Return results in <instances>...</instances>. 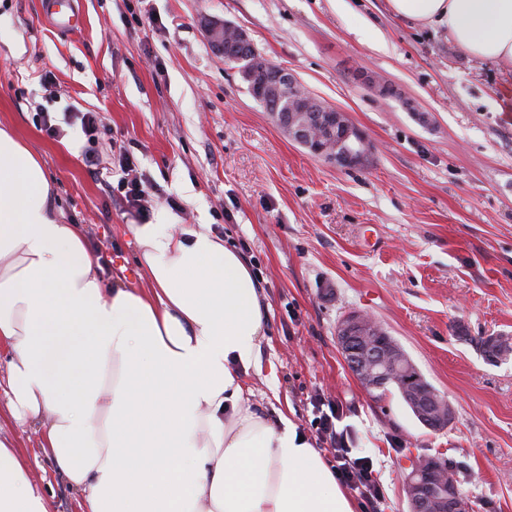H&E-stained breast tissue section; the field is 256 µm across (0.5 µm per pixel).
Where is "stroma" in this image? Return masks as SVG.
I'll use <instances>...</instances> for the list:
<instances>
[{
  "instance_id": "1",
  "label": "stroma",
  "mask_w": 512,
  "mask_h": 512,
  "mask_svg": "<svg viewBox=\"0 0 512 512\" xmlns=\"http://www.w3.org/2000/svg\"><path fill=\"white\" fill-rule=\"evenodd\" d=\"M60 6L80 29L54 27ZM207 18L246 29L345 111L370 146L365 162L340 169L288 139L212 50ZM510 103L512 62L471 57L387 0H0V126L40 155L63 223L99 249L108 282L135 288L130 227L157 214L210 225L237 248L264 300L261 370L243 378L252 408L286 414L329 462L313 420L318 402L338 405L351 457H371L384 489L378 512H408L414 455L452 460L472 512H512V359L487 362L476 345L512 337ZM68 112L99 113L110 177L85 166ZM127 157L151 187L142 212L117 187ZM353 311L377 318L447 398L446 428L423 426L397 391L362 388L335 342ZM4 405L0 435L54 512H81L39 433Z\"/></svg>"
}]
</instances>
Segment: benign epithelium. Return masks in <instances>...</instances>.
Masks as SVG:
<instances>
[{
  "mask_svg": "<svg viewBox=\"0 0 512 512\" xmlns=\"http://www.w3.org/2000/svg\"><path fill=\"white\" fill-rule=\"evenodd\" d=\"M208 33L211 47L215 53L227 57L235 51L246 52L253 44L249 33L220 20H208ZM250 69L270 72L272 81L288 86L299 95L295 105L286 112L271 111L276 126L288 135V138L309 148L314 155L321 156L325 147L319 142L310 122L300 121L293 113H311L317 122L340 125V142L354 145L365 141L364 135L348 119L346 113L334 106L327 105L312 96L300 84L299 80L287 69L274 65L264 56L254 55ZM375 331L380 324L373 318L358 312L343 317L336 327V343L345 358L351 372L366 389L379 388L389 381L397 380L393 374L381 369L391 357L383 343L371 342L364 335L367 329ZM410 384L408 399L414 405L421 423L427 428H439L450 419L448 410L441 409V398L425 393L423 379L414 373L406 378ZM410 479L413 480L412 495L409 496V512H469L465 505L468 498L459 490L448 488V467L431 457H419L411 464Z\"/></svg>",
  "mask_w": 512,
  "mask_h": 512,
  "instance_id": "benign-epithelium-1",
  "label": "benign epithelium"
}]
</instances>
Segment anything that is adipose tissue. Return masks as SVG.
<instances>
[{
  "instance_id": "1",
  "label": "adipose tissue",
  "mask_w": 512,
  "mask_h": 512,
  "mask_svg": "<svg viewBox=\"0 0 512 512\" xmlns=\"http://www.w3.org/2000/svg\"><path fill=\"white\" fill-rule=\"evenodd\" d=\"M454 44L512 60V0H388ZM147 285L104 280L78 225L60 223L40 157L0 126V347L9 414L82 512H355L287 415L268 422L242 375L259 367L262 299L209 225L132 227ZM0 512H51L0 439Z\"/></svg>"
}]
</instances>
